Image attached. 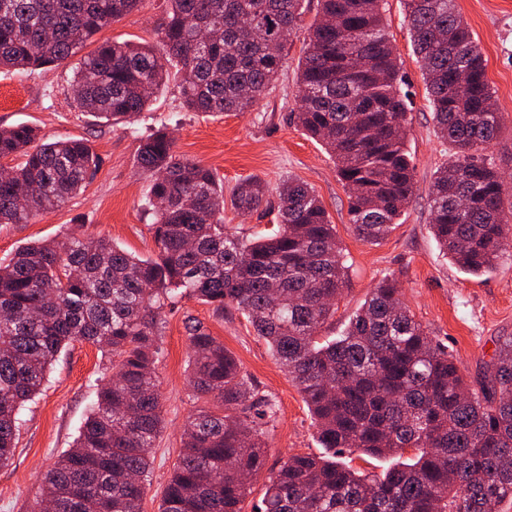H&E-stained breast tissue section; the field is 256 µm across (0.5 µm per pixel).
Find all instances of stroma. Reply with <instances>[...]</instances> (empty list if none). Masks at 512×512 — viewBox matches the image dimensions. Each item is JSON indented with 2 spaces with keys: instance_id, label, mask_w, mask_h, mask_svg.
<instances>
[{
  "instance_id": "35a3bbf8",
  "label": "stroma",
  "mask_w": 512,
  "mask_h": 512,
  "mask_svg": "<svg viewBox=\"0 0 512 512\" xmlns=\"http://www.w3.org/2000/svg\"><path fill=\"white\" fill-rule=\"evenodd\" d=\"M457 7L482 50L501 113L490 155L505 177L512 178V0H457ZM168 9L167 0H142L138 10L102 29L93 41L156 45V28ZM318 9L317 0H309L304 28L288 39L279 80L243 112L188 111L173 77L134 123L113 124L78 111L72 67L47 72L0 69V127L33 126L47 142L84 139L99 157L85 188L60 207L26 224H0V259H9L25 244L60 239L71 232L109 241L137 256L154 255L150 184L138 170L136 151L141 137L163 129L173 136L176 153L212 168L223 179L225 191H232L246 177L266 183L267 201L258 209L243 213L225 206L226 227L238 236L253 239L268 233L277 206L276 189L283 178L292 176L314 188L336 226L351 281L321 336H340L372 289L393 273L416 319L455 356L468 378H476L501 337L512 336V261L501 262L482 277L468 275L442 254L430 231L428 187L437 168L448 161L451 148L435 132L423 72L404 24V2L384 0L383 10L396 53L404 62L405 88L413 102L406 147L415 164V194L393 231L377 245L355 234L348 215V189L339 180L333 159L290 119L299 106L296 81L306 27ZM161 317L163 333L154 372L164 423L150 450L151 472L142 512H159L189 418L200 409L220 411L216 401L197 397L189 384V328L197 323L223 342L242 373L277 406V415L266 428L269 448L264 470L241 504L242 512H253L283 460L320 452L303 395L239 312L230 310L220 317L210 305L178 295L167 301ZM111 374V355L95 346L76 342L61 353L41 392L18 412L15 455L0 467V512H30L41 495L44 474L72 446L99 385Z\"/></svg>"
}]
</instances>
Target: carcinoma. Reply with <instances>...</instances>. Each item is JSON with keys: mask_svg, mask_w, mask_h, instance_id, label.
<instances>
[{"mask_svg": "<svg viewBox=\"0 0 512 512\" xmlns=\"http://www.w3.org/2000/svg\"><path fill=\"white\" fill-rule=\"evenodd\" d=\"M142 0H0V69L64 65ZM160 50L104 42L73 70L82 112L129 123L181 74L193 112H243L270 89L305 0H169ZM383 0H318L298 65L294 121L319 141L350 190L356 235L377 243L415 193L405 145L411 102L382 13ZM437 129L451 144L430 189L433 235L474 275L512 259V196L488 155L500 115L483 54L456 0H404ZM27 125L0 128V224H22L79 192L96 168L84 140L36 143ZM150 180L158 251L140 258L105 240L71 235L24 246L0 263V466L14 457L17 414L46 371L75 341L107 347L112 378L71 448L43 479L32 512H141L149 448L163 427L153 357L163 299L194 297L242 311L297 385L325 448L292 455L255 512H499L512 500V337L499 340L477 387L435 343L401 298L391 274L337 339L321 343L335 300L350 287L336 227L308 185L277 188V230L244 240L224 225V181L177 156L162 130L136 155ZM266 187L233 190L240 211L259 208ZM190 381L223 414L195 413L161 512H241L265 467L275 405L240 375L224 344L189 329ZM417 453L403 460L406 450ZM359 451L400 462L380 475L340 460Z\"/></svg>", "mask_w": 512, "mask_h": 512, "instance_id": "carcinoma-1", "label": "carcinoma"}]
</instances>
